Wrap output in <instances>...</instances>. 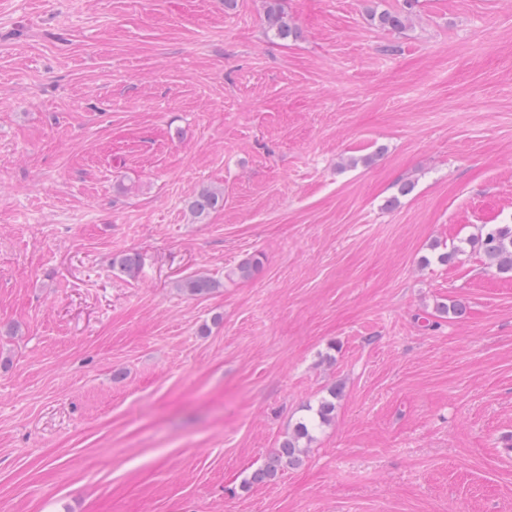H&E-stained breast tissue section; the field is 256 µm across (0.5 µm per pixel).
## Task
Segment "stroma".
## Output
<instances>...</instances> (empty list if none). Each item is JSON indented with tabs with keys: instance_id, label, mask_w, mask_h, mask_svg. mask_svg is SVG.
<instances>
[{
	"instance_id": "1",
	"label": "stroma",
	"mask_w": 512,
	"mask_h": 512,
	"mask_svg": "<svg viewBox=\"0 0 512 512\" xmlns=\"http://www.w3.org/2000/svg\"><path fill=\"white\" fill-rule=\"evenodd\" d=\"M400 3L0 0V512H512V0ZM269 1L267 10V22L270 31L274 32L276 38L280 40H288L290 37H296V28L285 20L280 11L278 1L280 0H266ZM418 2L419 0H402L398 9L383 10L379 13L372 12L371 19L380 28L392 31L403 30L414 15ZM224 205V193L203 189L189 201L188 207L196 217H204ZM470 242L478 247L488 268L512 275V225L482 227ZM217 286L216 281L211 278L198 275L181 281L178 289L188 296L198 297L212 293ZM334 409L335 404L332 401L322 400L314 411V415L297 423L292 432L288 433V436L279 444V448L270 456L267 463L252 474L251 482L270 480L279 471L298 466L306 451L302 440H311L313 430L329 423Z\"/></svg>"
}]
</instances>
